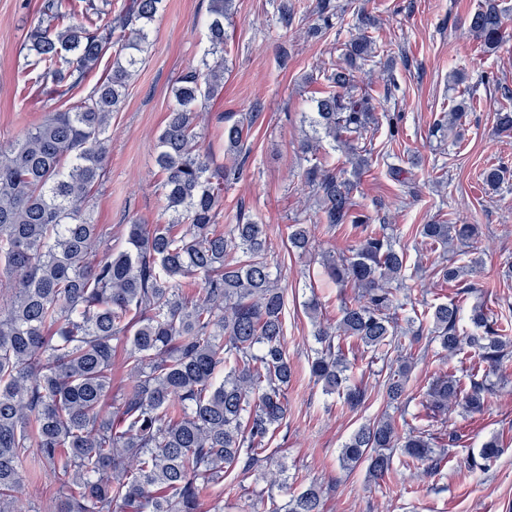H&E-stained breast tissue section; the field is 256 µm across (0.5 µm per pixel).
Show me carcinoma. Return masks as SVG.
<instances>
[{
  "label": "carcinoma",
  "instance_id": "obj_1",
  "mask_svg": "<svg viewBox=\"0 0 512 512\" xmlns=\"http://www.w3.org/2000/svg\"><path fill=\"white\" fill-rule=\"evenodd\" d=\"M234 0H210L208 49L199 65L172 88L175 104L156 139L155 166L165 200L163 224H129L123 248L99 252L100 226L90 201L105 178L111 150L112 113L150 45V26L163 0H122L110 9L86 7L78 20L66 0H42L28 32L24 57L34 58L39 79L65 96L80 88L106 56L105 79L64 111L52 112L18 139L0 143V288L10 292L0 310V512H32L23 495L19 465L36 452L47 483L57 487L56 512H200V494L224 482L238 467L257 469L265 445L288 411L285 391L293 366L284 347L286 289L272 277L265 225L240 218L217 229L224 188L248 161L247 136L259 113L225 121L224 146L234 163L215 165L198 141L199 110L224 88V18ZM313 38L334 27V0H316ZM296 12L280 0L277 23L286 32ZM469 33L484 51L504 40L505 22L495 0L469 18ZM357 33L341 43L338 59L318 69L327 90L305 115L312 130L302 152L310 155L305 185L318 206L319 223L351 226L349 254L326 256L322 266L342 288L355 291L341 306L335 326L318 324L319 348L311 372L327 395L356 409L367 391L350 383L343 342L400 354L384 383L389 400L405 399L407 379L421 344L434 342L452 356L468 346L480 362L501 367L512 359V323L489 322L482 304L473 307V331L459 330V308L432 307L431 325L407 331L398 292L407 287L404 250L371 218L355 210L353 182L318 156L330 139L349 157L355 173L371 167L372 149L359 140L379 126L372 89L356 73L381 46L372 36L377 19L356 13ZM460 96L433 136H460ZM507 169L491 166L483 182L496 190ZM431 244L457 241L480 252L475 224H421ZM289 248L313 254L310 224L288 225ZM480 263L435 267L448 282H463ZM123 355L133 383L112 389V361ZM479 371L464 386L453 374L427 391L428 409L443 411L461 401L470 413L487 399ZM426 472L437 468L430 434L408 430L382 417L359 427L341 449L344 468L367 465L371 481L393 468V449ZM501 452L496 438L483 443L471 467ZM267 498L288 491L283 472H266ZM272 512H322L320 490L292 492Z\"/></svg>",
  "mask_w": 512,
  "mask_h": 512
}]
</instances>
